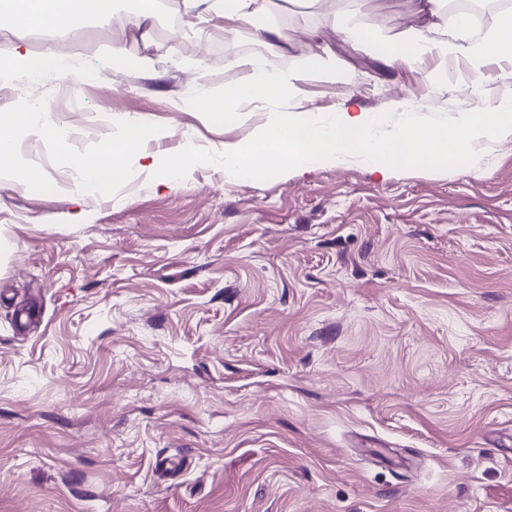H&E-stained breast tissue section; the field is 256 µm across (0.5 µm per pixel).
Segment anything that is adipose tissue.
<instances>
[{
    "mask_svg": "<svg viewBox=\"0 0 512 512\" xmlns=\"http://www.w3.org/2000/svg\"><path fill=\"white\" fill-rule=\"evenodd\" d=\"M268 0H215L214 8L224 15L225 34L244 29L262 31L268 48H276L285 40V33L261 28L260 21L267 11ZM112 13V0H0V24L22 31L63 32L76 22L88 18H106ZM466 21L457 24V39L449 44L452 55L463 54L472 58L498 56L512 59V24H504L498 35L484 43L471 42ZM237 67L246 69L247 77L224 95V119L234 117L239 101L250 100L271 104L287 95H297L298 87L293 77L277 76L270 79L263 66L254 60L240 59ZM36 80L45 76H62L66 65L55 48L40 53H24L0 57V77H10L15 72ZM34 131L47 139L57 138L59 128L50 104H42L35 112H4L0 114V165L8 164L14 155L13 131L17 127ZM161 129L144 121L126 123L124 132L102 142L92 157H76L71 168L76 174L77 186L94 185L109 188L123 182L128 174L127 159L137 155L140 143L148 137H162Z\"/></svg>",
    "mask_w": 512,
    "mask_h": 512,
    "instance_id": "1",
    "label": "adipose tissue"
}]
</instances>
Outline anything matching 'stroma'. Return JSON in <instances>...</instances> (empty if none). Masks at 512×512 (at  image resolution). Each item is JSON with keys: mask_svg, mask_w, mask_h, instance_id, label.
<instances>
[{"mask_svg": "<svg viewBox=\"0 0 512 512\" xmlns=\"http://www.w3.org/2000/svg\"><path fill=\"white\" fill-rule=\"evenodd\" d=\"M136 8L56 37L67 76L8 106L51 102L66 136L17 131L40 178L0 176V512H512V138L386 179L351 160L168 185L138 161L103 191L68 165L134 117L165 132L153 156L248 142L264 104L224 124L189 103L223 106L235 59L298 75L314 117H456L512 91V60L386 66L408 31L453 41L423 0H270L275 54L155 0L113 68Z\"/></svg>", "mask_w": 512, "mask_h": 512, "instance_id": "stroma-1", "label": "stroma"}]
</instances>
